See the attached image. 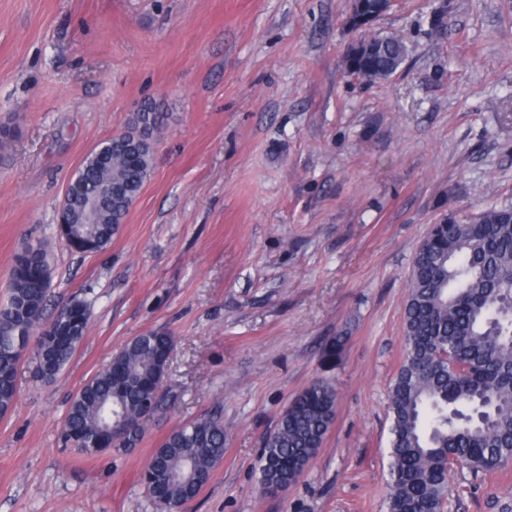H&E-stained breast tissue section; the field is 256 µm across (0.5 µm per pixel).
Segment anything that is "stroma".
<instances>
[{"label":"stroma","instance_id":"stroma-1","mask_svg":"<svg viewBox=\"0 0 512 512\" xmlns=\"http://www.w3.org/2000/svg\"><path fill=\"white\" fill-rule=\"evenodd\" d=\"M350 0H0V294L24 242L52 308L88 328L50 380L34 351L0 417V512H163L142 474L179 424L221 409L224 460L184 512H387L390 386L432 225L512 206V0H394L372 29L409 56L347 76ZM169 114L106 249L57 232L85 156L142 103ZM174 338L165 404L131 451L78 454L71 399L134 336ZM336 417L296 483L259 487L266 436L312 382ZM445 512H512V465L454 473Z\"/></svg>","mask_w":512,"mask_h":512}]
</instances>
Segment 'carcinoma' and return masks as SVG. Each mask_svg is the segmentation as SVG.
Wrapping results in <instances>:
<instances>
[{
	"mask_svg": "<svg viewBox=\"0 0 512 512\" xmlns=\"http://www.w3.org/2000/svg\"><path fill=\"white\" fill-rule=\"evenodd\" d=\"M364 49L358 76L387 79L409 50L396 34L357 32ZM167 113L144 103L124 132L100 143L82 162L61 207L59 234L79 253L104 250L119 232L150 175ZM52 282L48 245L27 243L15 254L0 303V414L18 397L17 366L34 348L38 372L55 376L84 339L86 304H69L65 319L46 320ZM404 355L390 387L391 482L388 512H442L454 459L474 476L512 463V208L490 207L432 226L413 259L404 301ZM173 338L155 331L130 339L112 365L86 381L71 400L63 431L76 450H132L161 409L157 382ZM448 349L466 363L461 375L437 360ZM336 391L304 388L265 438L263 492L287 489L322 448L336 411ZM134 425L117 440L112 424ZM226 434L219 411L174 429L145 471L148 494L166 512L194 499L223 462Z\"/></svg>",
	"mask_w": 512,
	"mask_h": 512,
	"instance_id": "1",
	"label": "carcinoma"
}]
</instances>
